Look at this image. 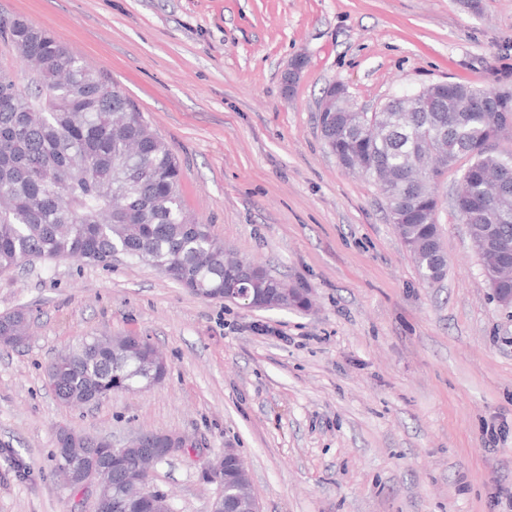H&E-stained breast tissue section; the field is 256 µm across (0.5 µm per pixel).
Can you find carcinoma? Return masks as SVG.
<instances>
[{
  "mask_svg": "<svg viewBox=\"0 0 512 512\" xmlns=\"http://www.w3.org/2000/svg\"><path fill=\"white\" fill-rule=\"evenodd\" d=\"M0 48L39 71L19 82L0 69V271L36 258L100 264L119 251L157 268L189 290L211 294L232 280L224 244L186 212L180 167L168 144L136 105L109 86L81 58L24 19L0 16ZM455 82L441 89L428 112H321L329 152L348 170L378 185L421 279H442L447 258L437 224L434 183L466 158L452 197L466 226L493 298L512 303V152L491 142L512 128V92ZM250 290L263 291L274 277L250 260ZM302 288L288 286L275 307L303 310ZM22 311L0 316V335L26 334ZM154 356L149 342L126 336H81L47 369L56 399L88 405L117 388L118 365L137 381ZM136 465L129 451L112 475V496L126 493ZM214 481L244 487V471L222 469Z\"/></svg>",
  "mask_w": 512,
  "mask_h": 512,
  "instance_id": "carcinoma-1",
  "label": "carcinoma"
}]
</instances>
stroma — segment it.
I'll return each instance as SVG.
<instances>
[{"label": "stroma", "mask_w": 512, "mask_h": 512, "mask_svg": "<svg viewBox=\"0 0 512 512\" xmlns=\"http://www.w3.org/2000/svg\"><path fill=\"white\" fill-rule=\"evenodd\" d=\"M0 14L129 97L178 158L190 213L312 301L250 310L125 259L0 272V315L30 317L22 344L0 346V512H93L56 475L63 426L118 446L191 438L149 478L173 512H210L227 448L262 512H512V307L452 207L462 167L436 185L447 268L427 284L317 122L338 82L368 112L446 80L512 89V0H0ZM102 334L147 337L166 377L60 404L48 364Z\"/></svg>", "instance_id": "stroma-1"}]
</instances>
